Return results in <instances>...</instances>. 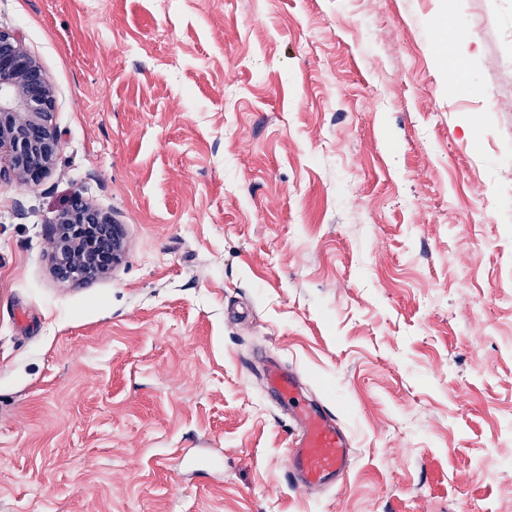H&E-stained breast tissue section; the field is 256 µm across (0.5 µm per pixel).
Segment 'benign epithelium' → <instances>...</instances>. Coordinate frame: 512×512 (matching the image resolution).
<instances>
[{
	"mask_svg": "<svg viewBox=\"0 0 512 512\" xmlns=\"http://www.w3.org/2000/svg\"><path fill=\"white\" fill-rule=\"evenodd\" d=\"M54 107L50 80L20 34L0 30V177H44L61 147ZM55 248L58 277L103 275L121 258L122 228L76 192L57 218Z\"/></svg>",
	"mask_w": 512,
	"mask_h": 512,
	"instance_id": "7a95c632",
	"label": "benign epithelium"
}]
</instances>
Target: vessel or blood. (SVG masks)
Instances as JSON below:
<instances>
[{
    "instance_id": "vessel-or-blood-1",
    "label": "vessel or blood",
    "mask_w": 512,
    "mask_h": 512,
    "mask_svg": "<svg viewBox=\"0 0 512 512\" xmlns=\"http://www.w3.org/2000/svg\"><path fill=\"white\" fill-rule=\"evenodd\" d=\"M265 375L271 391L287 400L296 425L288 449L294 485L305 491L337 486L350 468L351 441L333 415L308 403L295 374L266 363Z\"/></svg>"
}]
</instances>
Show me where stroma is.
Wrapping results in <instances>:
<instances>
[{"label": "stroma", "mask_w": 512, "mask_h": 512, "mask_svg": "<svg viewBox=\"0 0 512 512\" xmlns=\"http://www.w3.org/2000/svg\"><path fill=\"white\" fill-rule=\"evenodd\" d=\"M0 28L61 134L0 179V512H512V0H0ZM78 191L123 253L72 282ZM265 355L348 432L339 486L293 485Z\"/></svg>", "instance_id": "1"}]
</instances>
